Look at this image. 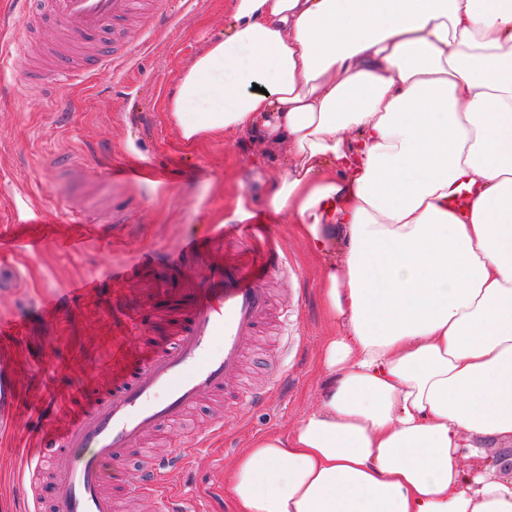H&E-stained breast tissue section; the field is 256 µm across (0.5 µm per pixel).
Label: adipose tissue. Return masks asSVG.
<instances>
[{
  "mask_svg": "<svg viewBox=\"0 0 512 512\" xmlns=\"http://www.w3.org/2000/svg\"><path fill=\"white\" fill-rule=\"evenodd\" d=\"M167 110L287 145L269 206L323 272L331 377L225 469L232 512H512V0H227ZM488 448L485 450V454L480 458H465L461 461L462 465L465 468H473L472 465L476 464V460H491L493 456H496L502 448H510V449H504L502 452L497 455V458L495 462L497 463L500 460L506 459L510 460V462L507 463L508 468L506 465H504V468H500L499 472H509V475L512 476V441L504 440V441H498L496 443L490 442L487 445Z\"/></svg>",
  "mask_w": 512,
  "mask_h": 512,
  "instance_id": "adipose-tissue-1",
  "label": "adipose tissue"
}]
</instances>
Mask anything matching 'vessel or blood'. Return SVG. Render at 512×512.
Masks as SVG:
<instances>
[{
    "mask_svg": "<svg viewBox=\"0 0 512 512\" xmlns=\"http://www.w3.org/2000/svg\"><path fill=\"white\" fill-rule=\"evenodd\" d=\"M164 0H27L12 17L20 32H30L46 16L58 22L55 44L32 56L17 51L1 59L19 66L27 92L92 78L102 68L126 67L150 40L164 15ZM148 14L140 42L108 43L107 24ZM59 177L78 176L79 160L52 156ZM284 266L274 241L242 236L239 225L216 224L204 236L183 238L156 264L145 254L112 269L120 282L147 271L150 300L128 319L139 331L161 316L169 317V339L132 359L126 369L94 396L74 391L40 406L47 426L40 448L55 449L56 470L46 491L32 497V512H118L110 494L111 466L137 453L142 439L198 406L202 397L224 392L239 374L244 341L268 319V284ZM205 445L202 432L187 433L181 447L151 458L131 477L133 491L154 498L159 512H178L170 480Z\"/></svg>",
    "mask_w": 512,
    "mask_h": 512,
    "instance_id": "vessel-or-blood-1",
    "label": "vessel or blood"
}]
</instances>
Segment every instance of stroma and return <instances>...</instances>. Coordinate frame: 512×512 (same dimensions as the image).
Instances as JSON below:
<instances>
[{"label":"stroma","instance_id":"obj_1","mask_svg":"<svg viewBox=\"0 0 512 512\" xmlns=\"http://www.w3.org/2000/svg\"><path fill=\"white\" fill-rule=\"evenodd\" d=\"M225 3L168 0V19L134 65L58 85L49 97L27 94L14 70L0 72V230L42 241L34 254L0 244V264L23 273L18 288L0 292V321L14 327L0 339V368L16 388L13 424L0 425V512H22L30 503L21 456L33 450L43 430L31 403L76 388L95 393L123 369L127 356L164 339L158 324L128 334L113 305H146L148 280L112 283V265L233 220L237 198L245 199L253 223L266 225L285 258L273 283L278 304L272 327L245 341L244 383L260 385L276 376L284 382L264 406L246 412L235 403L238 386L216 399L204 397L149 448L177 447L187 430L205 427L221 412L223 435L210 439L172 489L189 496L190 512H231L226 465L252 440L293 429L328 383L321 366L326 322L320 265L287 216L268 205L283 150L234 134L190 144L166 111L185 65L223 36ZM64 103L70 111L63 124L57 114ZM63 152L84 155L81 179L63 183L47 168L48 155ZM66 196L97 213L98 224L71 223L62 206ZM83 279L100 286L60 313L42 311L44 299Z\"/></svg>","mask_w":512,"mask_h":512}]
</instances>
